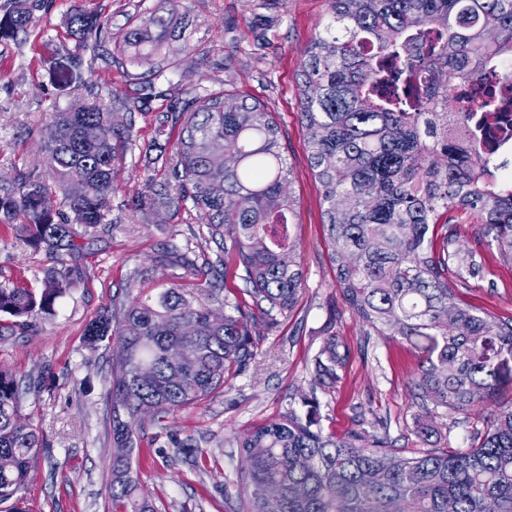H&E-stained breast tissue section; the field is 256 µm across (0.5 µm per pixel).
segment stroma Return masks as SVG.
Here are the masks:
<instances>
[{"instance_id":"35a3bbf8","label":"stroma","mask_w":512,"mask_h":512,"mask_svg":"<svg viewBox=\"0 0 512 512\" xmlns=\"http://www.w3.org/2000/svg\"><path fill=\"white\" fill-rule=\"evenodd\" d=\"M158 0H53L36 14V37L25 42L0 40V172L13 167L43 170L44 135L56 107L73 103L107 105L96 89L108 84L133 93L117 71L92 67L80 84L58 79L60 57L55 40L63 38V20L78 9L98 11L108 35L122 34L138 4ZM184 37L168 59L176 94L197 88L230 86L271 112L280 128V144L291 173L285 186L295 201V229L305 286L298 302L273 331L256 325L255 371L231 379L223 395L183 411L167 421L169 433L197 439L191 456L168 448L166 436L143 442L133 466L143 480L155 512H237L236 484L244 463L237 446L255 426L288 409L307 414L308 397H316L324 431L344 435L372 429L376 419L389 425L396 447L422 450L413 433L417 411L411 383L419 353L407 343L377 335L363 326L344 303L336 286L331 246L323 225L322 190L309 162L307 131L299 117V65L304 52L326 21L325 0H274L254 10L250 0H180ZM168 98L159 97L136 114L141 143L162 136L175 145L180 127L165 121ZM163 169L145 170L125 163L112 196L117 223L93 235L82 264L83 284L57 300L55 316L37 333L0 340V367L20 383L43 374L41 391L26 393L21 415L39 432L46 446L27 479L24 497L29 512H112L109 482L112 428L106 377L111 353L88 349L83 332L90 320L123 293L131 272L152 271L150 287L168 283L153 259L170 232L191 238L205 224L197 211L169 210L156 222L142 221L129 201L166 184ZM477 217H463L459 246L478 251L482 280L459 289V299L496 316H512V264L496 249L479 243ZM51 261L44 250L0 226V280L23 277L41 286ZM333 326L351 350V359L335 387L312 391L308 366L318 352L326 326ZM512 399L506 385L455 417L435 408L431 422L436 449L467 450L476 445L497 404Z\"/></svg>"}]
</instances>
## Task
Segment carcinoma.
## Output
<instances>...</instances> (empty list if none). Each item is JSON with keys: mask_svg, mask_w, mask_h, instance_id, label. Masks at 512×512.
Returning <instances> with one entry per match:
<instances>
[{"mask_svg": "<svg viewBox=\"0 0 512 512\" xmlns=\"http://www.w3.org/2000/svg\"><path fill=\"white\" fill-rule=\"evenodd\" d=\"M136 12L127 29L100 55L147 91L168 79L163 50L182 38L179 0ZM327 22L310 42L299 71L300 120L309 134V161L322 187L324 224L334 247L336 286L358 319L381 336L416 346L422 353L412 380L418 407L414 434H431L432 408L468 412L512 380V318L459 304L455 289L483 278L472 250L457 246L451 212L476 215L486 245H496L512 264V193L491 180L479 147L462 135L502 111L491 95L467 112H448V79H477L512 58V0H327ZM47 0H8L0 14V39L25 42L34 15ZM427 28L445 33L437 44ZM106 27L99 13L69 15L66 35L81 79L89 40L100 44ZM150 67L133 73L129 67ZM143 98L114 92L109 107L56 112L44 145L53 174L33 171L0 178V225L28 236L50 254L40 291L0 282V340L17 330L34 331L54 315L57 299L84 280L76 257L79 239L114 223L112 193L127 157L142 156L162 168L178 193L161 188L134 208L150 215L190 207L207 217L196 247L166 244L159 264L169 286L146 294L137 269L125 296L112 300L84 330V342L112 348L108 406L112 424V500L125 512H153L133 469V453L150 429L224 392L231 375L255 359L252 328L272 329L288 314L304 287L294 235L295 201L284 191L290 169L280 129L264 106L235 90H191L177 118L183 120L175 151L157 141L144 147L130 115ZM95 124L96 145L79 130ZM82 178L86 196L67 187ZM21 223H16L17 219ZM441 243H436V240ZM218 247L197 265L202 243ZM241 271L247 298L224 295V323L203 300L226 288L225 256ZM196 280L198 298L181 280ZM190 344L197 357L181 361L171 349ZM350 348L329 329L310 365L312 389L336 384ZM150 368L144 383L139 371ZM21 393L12 373L0 370V503L26 512L20 492L42 447L39 434L20 417ZM246 466L237 489L242 512H265L262 490L279 487L282 512H512V401L498 406L480 443L464 453L425 450L406 455L386 427L343 437L327 434L316 410L293 409L248 433L239 443ZM309 460L305 469L296 458Z\"/></svg>", "mask_w": 512, "mask_h": 512, "instance_id": "cac0c4a2", "label": "carcinoma"}]
</instances>
